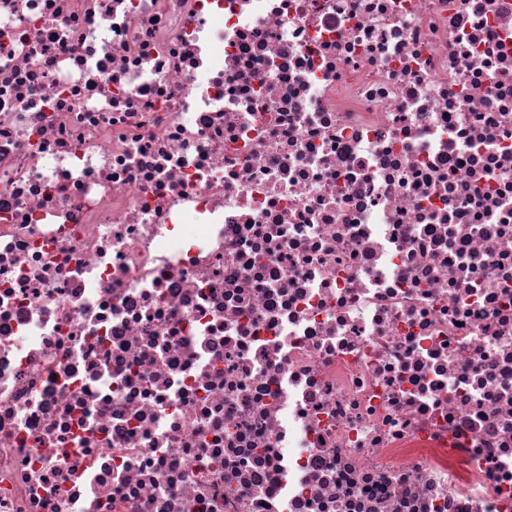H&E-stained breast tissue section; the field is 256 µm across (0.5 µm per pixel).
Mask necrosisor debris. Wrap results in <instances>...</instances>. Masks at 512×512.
<instances>
[{
    "instance_id": "4bbe7bcc",
    "label": "necrosis or debris",
    "mask_w": 512,
    "mask_h": 512,
    "mask_svg": "<svg viewBox=\"0 0 512 512\" xmlns=\"http://www.w3.org/2000/svg\"><path fill=\"white\" fill-rule=\"evenodd\" d=\"M0 512H512V0H0Z\"/></svg>"
}]
</instances>
